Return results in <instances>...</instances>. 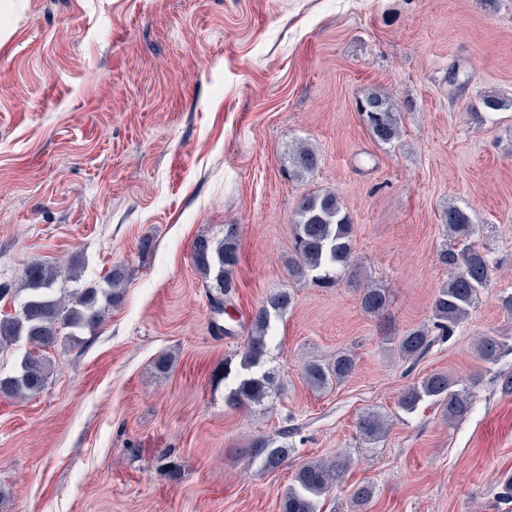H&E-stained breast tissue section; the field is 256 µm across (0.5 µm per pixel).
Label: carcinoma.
<instances>
[{"mask_svg":"<svg viewBox=\"0 0 512 512\" xmlns=\"http://www.w3.org/2000/svg\"><path fill=\"white\" fill-rule=\"evenodd\" d=\"M509 101L497 93H486L479 99V110L498 112ZM358 111L364 116L373 139L390 144L399 137L397 108L389 98L370 94L359 102ZM294 166L301 172L318 167V155L308 147L297 150ZM294 223L297 258L288 261L291 276L311 278L323 288L336 286L342 272L351 263L353 254V224L343 213L338 197L333 193L310 194L302 197L296 208ZM443 222L450 236L463 242V247H449L440 253V262L448 267V281L442 285L432 304L433 327L441 337H450L468 315L480 291L489 281L490 260L478 247L468 243L473 224L465 207L450 205L443 211ZM192 262L200 274L212 278L209 302L218 314L224 312V298L235 288L232 274L239 262V234L234 224L224 225V238L212 241L198 238L192 247ZM61 271L45 264L26 267L21 274V286L0 282V301L6 297L25 296L15 313L0 318V353L23 340L28 346L18 365L8 375L0 374V395L16 398L34 397L48 384L54 362L50 351L81 342L83 333L95 334L105 321L108 311L122 300L125 272L113 268L105 277L103 287L84 288L73 294H54V285ZM360 305L370 314L383 312L389 303L386 289L366 287L360 290ZM292 303L286 291L270 294L250 317L249 336L243 352L236 385L226 401L233 407L260 406L275 392L274 374L261 367L266 354L267 338L272 317L285 311ZM433 343L425 327L407 330L396 340L400 356L416 360L425 355ZM504 343L491 336L479 338L475 352L484 363L500 358ZM355 358L338 352L331 360L311 361L304 368L307 383L318 390L350 376ZM456 380L446 372H435L408 385L398 405L405 411L432 398L442 406L443 416L455 422L472 408L469 389H456ZM357 431L366 441H376L385 433L386 423L379 413L368 412L357 422ZM251 455L260 460L267 472L278 470L287 460L291 449L288 442L260 436L250 444ZM350 459L338 454L333 460L304 463L295 474L294 483L280 499V512H317V498L337 486L349 468Z\"/></svg>","mask_w":512,"mask_h":512,"instance_id":"1","label":"carcinoma"}]
</instances>
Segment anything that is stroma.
Returning a JSON list of instances; mask_svg holds the SVG:
<instances>
[{"instance_id": "35a3bbf8", "label": "stroma", "mask_w": 512, "mask_h": 512, "mask_svg": "<svg viewBox=\"0 0 512 512\" xmlns=\"http://www.w3.org/2000/svg\"><path fill=\"white\" fill-rule=\"evenodd\" d=\"M371 92L400 108L377 143ZM512 0H0V281L34 263L79 266L66 288L123 267L126 290L94 338L55 353L32 398L0 396V512H280L303 463L352 464L318 512H512ZM318 168L292 174L300 145ZM335 193L353 224L356 276L319 288L289 275L306 194ZM451 204L469 209L491 279L454 336L418 361L393 342L432 325ZM238 225L230 334L213 329L194 241ZM387 289L372 315L358 286ZM264 366L277 394L236 408L249 317L277 290ZM507 344L485 364L475 341ZM353 354V373L310 387L305 364ZM171 359L157 373L158 358ZM446 372L473 406L450 423L433 401L398 406ZM389 426L363 441L356 422ZM259 435L286 438L263 471ZM358 111L376 142L386 145L399 137L398 111L388 97L370 94L359 102ZM379 413L367 412L357 422V431L365 441H376L385 433L386 423ZM251 455L260 460L262 468L267 472L278 470L290 455V448L286 441H274L271 438L260 436L250 444Z\"/></svg>"}]
</instances>
